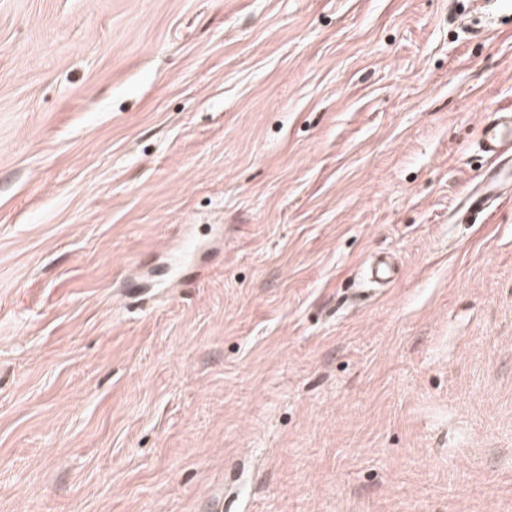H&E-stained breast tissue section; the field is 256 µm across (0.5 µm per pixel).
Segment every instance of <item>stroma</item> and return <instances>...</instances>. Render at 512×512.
I'll return each instance as SVG.
<instances>
[{"label": "stroma", "mask_w": 512, "mask_h": 512, "mask_svg": "<svg viewBox=\"0 0 512 512\" xmlns=\"http://www.w3.org/2000/svg\"><path fill=\"white\" fill-rule=\"evenodd\" d=\"M496 109L467 0H0V512H512ZM479 146L490 160L479 181V189L467 198V210H480L507 183V166L512 169V113L489 112L480 126Z\"/></svg>", "instance_id": "35a3bbf8"}]
</instances>
